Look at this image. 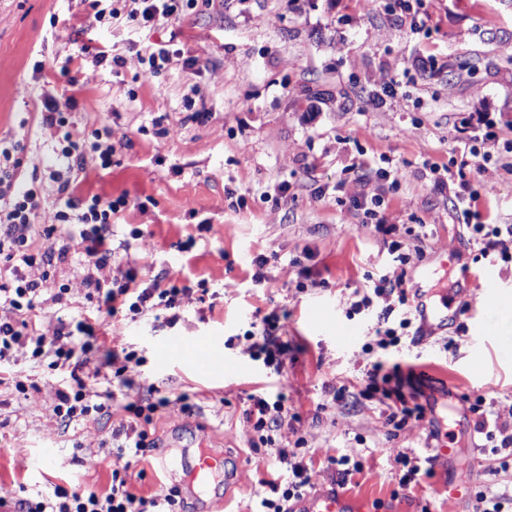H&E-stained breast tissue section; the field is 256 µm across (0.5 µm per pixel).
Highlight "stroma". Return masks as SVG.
Listing matches in <instances>:
<instances>
[{
  "instance_id": "35a3bbf8",
  "label": "stroma",
  "mask_w": 512,
  "mask_h": 512,
  "mask_svg": "<svg viewBox=\"0 0 512 512\" xmlns=\"http://www.w3.org/2000/svg\"><path fill=\"white\" fill-rule=\"evenodd\" d=\"M420 12L423 23L414 28L394 0H184L180 20L128 27L96 22L90 0H0V141L23 144L22 175L43 185L39 224H51L58 199L51 178L57 141L38 124L40 96H72L69 130L109 128L115 150L112 168L88 161L71 173L73 185L81 193L127 194L130 206L113 218V244L142 230L144 244L128 250L127 261L146 277L164 273L189 289L174 329L150 314L107 318L97 328L137 350L141 386L170 400L154 422L151 458L130 469L136 495L181 482L182 471H166L162 461L213 448L225 455L228 479L210 501L223 503V512H255L278 469L269 449L253 447L248 410L253 396H274L282 385L300 417L281 424L278 445L304 440L315 489L343 487L362 512H406L416 502L448 512V460H430L428 450L444 406L462 415L448 435L462 462L468 443L481 440L471 410L477 399L512 420V265L495 253L481 257L453 211L452 193L437 191L425 169L454 167L467 150L463 130L478 117L494 121L500 141L512 140V0H421ZM88 42L125 65H93L80 52ZM160 46L171 50L169 61L144 77L137 51ZM189 58L195 68L186 67ZM72 75L77 85L69 84ZM390 80L398 87L386 98L382 85ZM386 163L406 165L408 177L381 188L380 217L396 226L397 239L416 224L429 234L424 259L407 266L406 287H422L432 270L431 287L453 291L454 317L427 342L413 326L398 347L369 354L363 346L376 318L352 311V291L383 273L389 255L383 235L336 186L373 190ZM467 178L479 195L480 223L512 224V173L493 159ZM230 189L243 206L231 207ZM262 254L276 260L268 284L258 285L253 261ZM297 256L310 270L302 290L291 264ZM486 265L498 275L487 306L465 280ZM57 279L69 284L70 304L44 315L49 340L59 318L84 304L76 262L61 265ZM202 280L210 290L204 297L196 290ZM313 306L330 314L332 328L310 321ZM267 315L277 319L271 334L282 347L279 375L252 348ZM350 330L357 339L339 343ZM173 333L220 337L223 363L203 374L197 365L205 350L163 358ZM16 359L30 385L23 394L0 387V485L31 497L50 495L57 484L108 488L104 444L127 424V413L117 408L63 425L54 411L61 375L34 365L25 350ZM375 360L406 373L402 391L419 394L423 420L394 429L385 405L361 395ZM331 385L346 386L345 398L332 399ZM185 392L196 396L190 413L178 400ZM45 446L53 458L43 465ZM401 451L429 463L405 489L394 461ZM331 456L348 457L360 472L341 478Z\"/></svg>"
}]
</instances>
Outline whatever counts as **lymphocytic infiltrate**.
<instances>
[{
    "label": "lymphocytic infiltrate",
    "instance_id": "1",
    "mask_svg": "<svg viewBox=\"0 0 512 512\" xmlns=\"http://www.w3.org/2000/svg\"><path fill=\"white\" fill-rule=\"evenodd\" d=\"M101 3L102 0L91 3L97 21L128 26L175 19L181 12L180 0H125L122 7L107 10L102 9ZM75 105L74 98L62 101L47 95L40 113L42 128L63 134V143L56 151L60 168L52 173L63 206L56 210L53 224L41 230L36 227L43 205L42 188L37 180L21 177V145L0 147V303L9 307L7 315H0V386L19 392L26 390V376L14 368V354L23 348L33 363L68 374V381L57 385L54 391V410L63 422L97 418L114 406L128 414L129 422L112 432V480L106 490L59 485L52 497L34 499L5 489L0 491V508L9 507L10 512H186L179 485L169 486L158 497L131 492L127 480L130 461L154 450L156 443L150 437L149 428L168 400L157 396L152 387L144 394L130 395L133 372L142 365V358L134 349L105 350L93 341L101 316L113 317L123 310L134 317L157 312L162 326L174 327L183 318L186 291L160 277L143 281L131 267L120 277L105 276V269L111 267L117 256L112 245V219L127 207L128 200L123 196L112 199L97 194L72 195L69 179L72 170L83 167L90 158L99 161L102 168H109L113 154L109 129L95 131L90 142L66 133L69 123L66 111ZM468 140L469 154L461 158L457 171L434 179L435 188L441 191L448 183H456L454 208L465 221H470L471 207L476 201L469 188L467 169L481 150H491L496 145L495 135L485 132L478 124L470 128ZM61 224L66 227L62 245L55 251L41 249L36 242L37 233L52 235ZM410 235L413 249H406L401 240L389 241L388 252L393 257L394 268L370 278L368 285L354 291V310L377 311V326L365 343V350L398 346L401 331L411 325L406 316L397 326L389 324L397 306L408 303L407 265L412 258L425 256L423 232L414 229ZM75 244L81 248V284L87 306L79 317L61 321L54 339L49 341L41 332V320L47 309L63 308L69 303L70 289L67 284L56 282L55 271L58 265L67 262ZM107 367L113 368L118 389L105 392L101 401H92L86 381L99 377ZM400 378V367L388 371L379 361L372 362L364 376L365 394H381L389 410L387 422L396 428L412 419L422 420L426 413L422 404L409 403L397 388ZM285 401L281 393L272 399L257 396L249 412L256 434L254 447L270 448L275 462L288 474L284 484H272V497L261 498L262 512H287L289 501L300 498L313 486V471L304 465L297 452L277 445L274 438L278 427L291 413Z\"/></svg>",
    "mask_w": 512,
    "mask_h": 512
}]
</instances>
